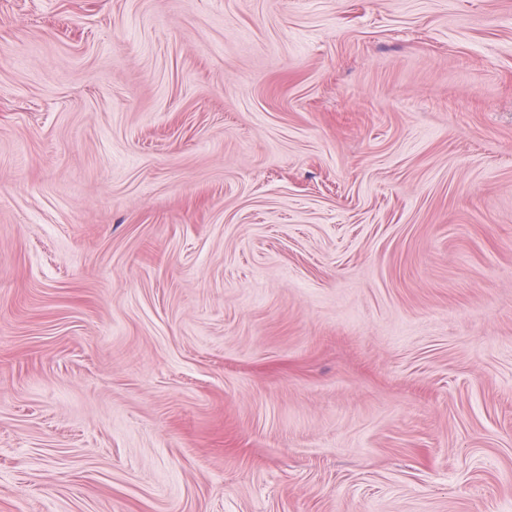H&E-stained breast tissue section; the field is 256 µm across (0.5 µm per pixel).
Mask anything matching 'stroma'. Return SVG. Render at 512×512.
I'll use <instances>...</instances> for the list:
<instances>
[{"label":"stroma","mask_w":512,"mask_h":512,"mask_svg":"<svg viewBox=\"0 0 512 512\" xmlns=\"http://www.w3.org/2000/svg\"><path fill=\"white\" fill-rule=\"evenodd\" d=\"M0 512H512V0H0Z\"/></svg>","instance_id":"obj_1"}]
</instances>
